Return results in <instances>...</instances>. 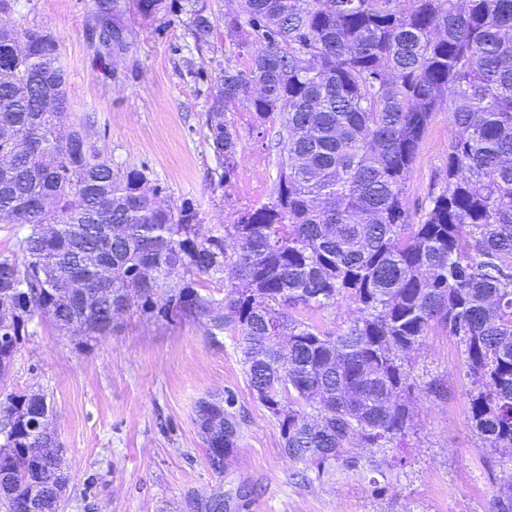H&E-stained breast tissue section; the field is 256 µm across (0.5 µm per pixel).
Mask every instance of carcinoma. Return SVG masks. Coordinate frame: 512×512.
<instances>
[{"label":"carcinoma","instance_id":"1","mask_svg":"<svg viewBox=\"0 0 512 512\" xmlns=\"http://www.w3.org/2000/svg\"><path fill=\"white\" fill-rule=\"evenodd\" d=\"M143 18L165 0H133ZM193 12L195 48L211 21ZM119 20L121 0H96ZM230 45H258L245 71L220 69L206 117L220 180L239 141L224 108L258 122L285 115L271 201L242 211L224 236L194 204L155 200L146 170L114 166L92 140L96 117L71 111L60 40L0 26V217L16 250L0 253V378L25 325L105 336L112 312L185 309L209 334L239 330L253 392L277 420L282 453L304 471L384 474L411 429L410 353L432 328L464 345L472 427L512 455V0H237ZM448 107V181L408 222L405 182L433 112ZM232 240L228 251L226 240ZM231 269L224 298L190 274ZM166 290L159 305L154 296ZM349 300L334 334L288 309ZM271 321L281 335L266 334ZM288 336V353L281 342ZM234 399L202 400L197 424L212 465L239 438ZM42 394L0 407V505L24 512L31 491L58 512L64 484L47 442ZM367 448L366 454L354 449ZM490 512H512V486Z\"/></svg>","mask_w":512,"mask_h":512}]
</instances>
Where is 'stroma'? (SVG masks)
I'll return each mask as SVG.
<instances>
[{
	"instance_id": "1",
	"label": "stroma",
	"mask_w": 512,
	"mask_h": 512,
	"mask_svg": "<svg viewBox=\"0 0 512 512\" xmlns=\"http://www.w3.org/2000/svg\"><path fill=\"white\" fill-rule=\"evenodd\" d=\"M199 2L214 24L200 51L191 46L184 0H166L167 11L150 20L128 11L122 22L136 35L110 60L92 45L93 0H18L0 25L56 35L70 105L95 114L96 139L113 163L147 165L167 202L192 199L200 224L220 235L240 211L273 196L283 126L280 115L261 126L246 104L229 106L238 166L229 186L212 178L205 120L215 68L247 69L252 51L225 36L235 0ZM452 135L447 110L434 112L405 185L411 214L443 186ZM27 330L0 380V403L45 394L68 477L60 512H207L218 496L224 512H489L512 483V458L483 448L471 425L463 346L439 330L411 355L413 425L396 451L400 464L380 479L381 494L370 474L339 468L289 480L295 465L281 451L276 419L250 389L237 332L212 336L191 313L148 316L136 305L114 316L105 336L61 331L45 318ZM229 393L240 437L215 469L196 406Z\"/></svg>"
}]
</instances>
